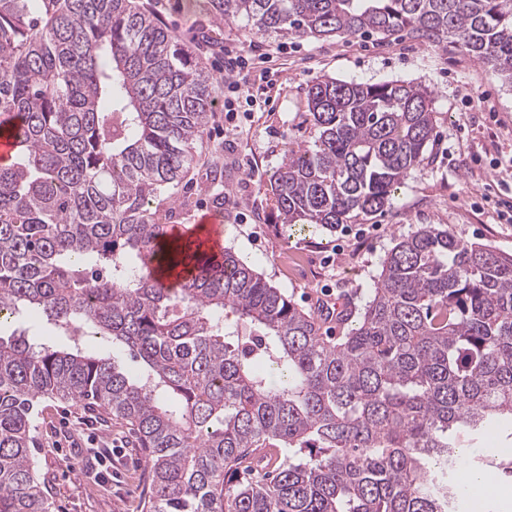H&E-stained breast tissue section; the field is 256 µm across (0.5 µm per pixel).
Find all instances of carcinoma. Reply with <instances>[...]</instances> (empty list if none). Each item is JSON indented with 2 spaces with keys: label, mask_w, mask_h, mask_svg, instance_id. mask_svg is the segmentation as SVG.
<instances>
[{
  "label": "carcinoma",
  "mask_w": 512,
  "mask_h": 512,
  "mask_svg": "<svg viewBox=\"0 0 512 512\" xmlns=\"http://www.w3.org/2000/svg\"><path fill=\"white\" fill-rule=\"evenodd\" d=\"M208 5L282 38L452 36L512 81V0ZM213 94L133 0H0V117L17 140L0 162V325L27 314L116 350L0 340V512H49L31 450L45 398L136 429L149 512H448V471L512 426V254L423 224L345 334L322 335L234 252L169 244ZM308 106L313 146L270 180L289 228L371 216L425 160V87L324 79Z\"/></svg>",
  "instance_id": "obj_1"
}]
</instances>
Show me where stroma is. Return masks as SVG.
<instances>
[{"label": "stroma", "instance_id": "stroma-1", "mask_svg": "<svg viewBox=\"0 0 512 512\" xmlns=\"http://www.w3.org/2000/svg\"><path fill=\"white\" fill-rule=\"evenodd\" d=\"M214 80L225 48L253 54L247 81L257 100L235 124L213 104L201 165L224 169V246L305 311L318 314L325 335L335 319L321 307L357 314L386 254L399 237L423 224L448 228L457 239L512 254V84L475 61L456 41L433 45L409 36L386 39L288 38L256 34L243 19L217 20L205 0H140ZM380 83L404 81L432 92L435 122L429 158L413 169L389 205L341 230L286 229L269 179L288 148L312 142L309 87L322 77ZM96 416L100 442L113 443L112 473L89 476L91 456L77 420ZM34 456L52 512H146L142 490L147 456L131 426L80 405L41 400L33 419Z\"/></svg>", "mask_w": 512, "mask_h": 512}]
</instances>
